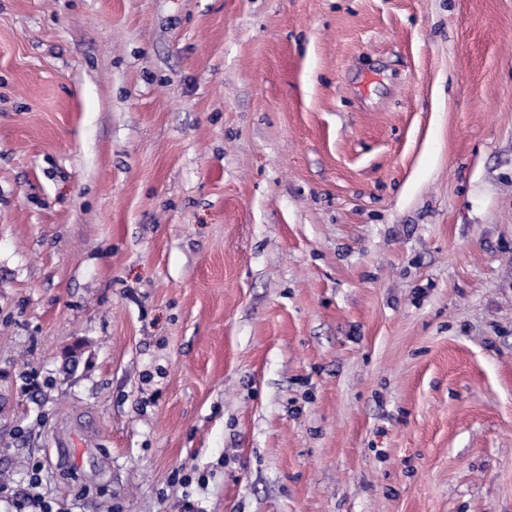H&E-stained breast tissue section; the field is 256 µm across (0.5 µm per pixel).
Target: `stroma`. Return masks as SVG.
<instances>
[{"label": "stroma", "instance_id": "35a3bbf8", "mask_svg": "<svg viewBox=\"0 0 512 512\" xmlns=\"http://www.w3.org/2000/svg\"><path fill=\"white\" fill-rule=\"evenodd\" d=\"M33 459L53 512H512V0H0Z\"/></svg>", "mask_w": 512, "mask_h": 512}]
</instances>
